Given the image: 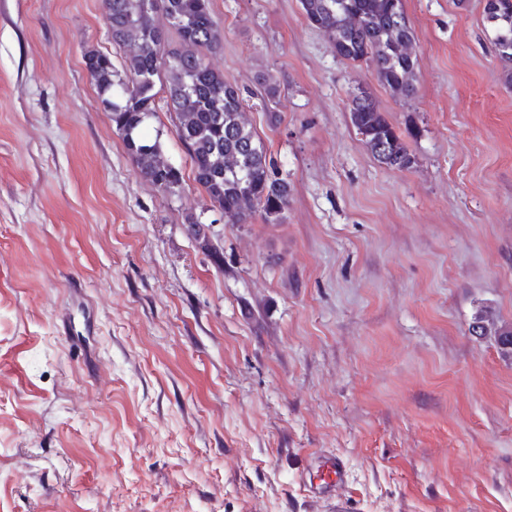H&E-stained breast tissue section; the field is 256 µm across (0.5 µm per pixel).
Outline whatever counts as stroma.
Instances as JSON below:
<instances>
[{"instance_id": "obj_1", "label": "stroma", "mask_w": 512, "mask_h": 512, "mask_svg": "<svg viewBox=\"0 0 512 512\" xmlns=\"http://www.w3.org/2000/svg\"><path fill=\"white\" fill-rule=\"evenodd\" d=\"M484 0H404L417 92L337 57L299 0H210V55L291 186L209 224L144 181L84 65H122L101 0H0V512H512V82ZM268 76L277 102L258 96ZM407 134L380 164L357 84ZM356 94L351 98L349 119L361 141L380 164L398 170L411 168L415 159L402 134L380 112L365 86L358 85ZM367 96L368 103L359 102L358 98ZM474 322L481 323V335L492 334L495 342L504 356L512 355V323L499 321L491 312L481 310L474 318ZM343 464L336 457L322 456L319 459L317 471L323 475L320 478L321 483L316 484V488L327 493L328 497L335 500L334 508L336 512H347L349 510L348 503L343 498H336L330 492L336 486V483L341 479L343 474Z\"/></svg>"}]
</instances>
